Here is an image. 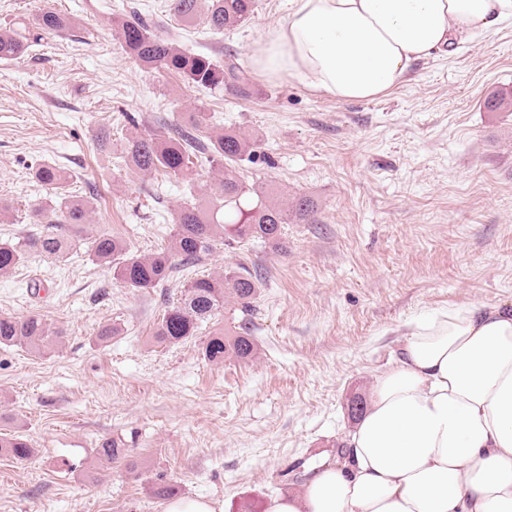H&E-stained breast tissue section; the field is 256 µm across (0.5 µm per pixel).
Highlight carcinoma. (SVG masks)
<instances>
[{"instance_id": "1", "label": "carcinoma", "mask_w": 512, "mask_h": 512, "mask_svg": "<svg viewBox=\"0 0 512 512\" xmlns=\"http://www.w3.org/2000/svg\"><path fill=\"white\" fill-rule=\"evenodd\" d=\"M255 0H168L174 20L190 27L198 16H205L212 30L240 25L254 13ZM73 22L65 15L43 9L20 30L0 32V58H17L28 48L30 31L50 35L69 29ZM119 44L125 54L146 72L175 74L192 86L225 90L247 99L254 92L250 70L229 56L220 61L205 53L181 48L176 42L154 33L149 16L133 8L117 20ZM210 117L206 112H185L174 123L157 120V125L143 134L126 139L119 158L128 170L160 174L181 184H193L204 166L224 173L219 190L208 200H188L171 213L173 231L168 245L149 255L134 254L126 242L106 227L87 242L86 253L92 261L112 268V277L126 288H156L175 274L201 265L218 245L229 240L260 239L274 249L282 248L284 224H309L317 213L316 201L295 196L282 207L270 200L279 187L270 182L247 185L237 176V169L251 161L259 149L255 137L233 129L206 136ZM38 180L52 190L63 189L68 173L56 165H43L36 171ZM92 212L91 201L60 198L33 207V223H46L49 215L59 213L65 224H85ZM80 246L63 235L47 232L16 242H0V273H8L23 264L33 252L62 261ZM262 274L250 270L202 274L183 284L180 297L166 306L152 338L166 346L179 345L197 335L201 322L210 321L231 307L242 314L239 324L218 327L202 342V355L212 364L227 358L250 361L256 358L253 315L260 295ZM62 332L51 330L38 313L25 317L0 315V347H25L33 351L59 342ZM123 454L118 442L105 441L97 449L99 459L112 461ZM19 463L34 456L29 440L21 434H0V457Z\"/></svg>"}]
</instances>
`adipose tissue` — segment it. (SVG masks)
I'll return each instance as SVG.
<instances>
[{"mask_svg":"<svg viewBox=\"0 0 512 512\" xmlns=\"http://www.w3.org/2000/svg\"><path fill=\"white\" fill-rule=\"evenodd\" d=\"M512 22V0H288L252 68L339 102ZM266 512H512V306L415 323L345 440Z\"/></svg>","mask_w":512,"mask_h":512,"instance_id":"obj_1","label":"adipose tissue"}]
</instances>
